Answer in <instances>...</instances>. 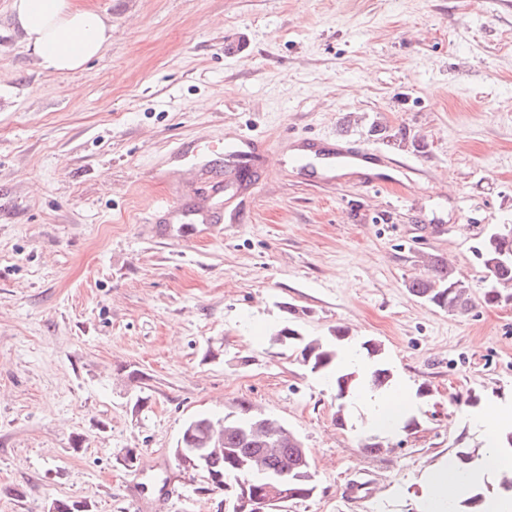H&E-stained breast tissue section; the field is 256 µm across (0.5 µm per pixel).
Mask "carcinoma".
<instances>
[{"mask_svg":"<svg viewBox=\"0 0 512 512\" xmlns=\"http://www.w3.org/2000/svg\"><path fill=\"white\" fill-rule=\"evenodd\" d=\"M512 249V237L502 239L497 244L486 238L478 249V256L488 274V286L483 293V301L494 305L501 298H512V263L506 266L492 265L493 251L502 246ZM427 274L408 282L409 293L437 307L450 312L463 313L468 310L470 298L467 291H449L458 278L453 268L444 259L433 254L419 256ZM274 341L288 345L298 351L300 362L313 373L335 375L336 398L343 399L354 393L355 374L336 373L338 357L337 344L344 340L341 335L326 340L304 339L298 332L283 327L274 334ZM367 357L374 360L373 369L367 376L368 385L374 389H384L392 384V373L381 361V347L373 340L362 344ZM224 421L220 443L223 451L210 459L202 470L207 486L198 488L200 492H226L234 495L238 483L261 487L267 483L288 488V495L296 500L306 499L316 490L314 472L308 449L297 445L299 437L294 432L274 435L273 427L254 428L256 415L251 413V405L242 402L233 417L218 418L201 416L185 424L178 444L173 450L180 457V449L191 448L202 437L200 425L206 422Z\"/></svg>","mask_w":512,"mask_h":512,"instance_id":"carcinoma-1","label":"carcinoma"}]
</instances>
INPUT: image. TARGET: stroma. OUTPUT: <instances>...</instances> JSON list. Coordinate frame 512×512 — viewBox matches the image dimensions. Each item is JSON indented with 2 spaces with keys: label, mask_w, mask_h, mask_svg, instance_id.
<instances>
[{
  "label": "stroma",
  "mask_w": 512,
  "mask_h": 512,
  "mask_svg": "<svg viewBox=\"0 0 512 512\" xmlns=\"http://www.w3.org/2000/svg\"><path fill=\"white\" fill-rule=\"evenodd\" d=\"M77 2L112 44L58 77L0 0V512H224L173 449L242 401L309 450L316 491L280 512H417L422 474L480 443L461 412L512 401V301L483 303L476 253L512 225V0ZM242 135L263 154L252 195L226 186L214 224L157 210L201 202L175 143L224 178L211 146ZM319 137L395 162H292ZM424 253L466 283L467 314L409 294ZM284 326L379 343L419 401L410 428L363 424L273 343Z\"/></svg>",
  "instance_id": "35a3bbf8"
}]
</instances>
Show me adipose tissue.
Masks as SVG:
<instances>
[{
    "label": "adipose tissue",
    "instance_id": "obj_1",
    "mask_svg": "<svg viewBox=\"0 0 512 512\" xmlns=\"http://www.w3.org/2000/svg\"><path fill=\"white\" fill-rule=\"evenodd\" d=\"M12 30L48 72L65 75L84 69L112 42V22L99 10L81 7L74 0H11ZM371 424L380 431H395L414 408L404 385L381 391H363ZM471 427L490 449L479 460L463 465L438 464L424 476L419 512H456L459 501L482 493L480 512H512V498L485 492L487 481L512 471V453L498 449L500 436L512 431V405H490L468 414Z\"/></svg>",
    "mask_w": 512,
    "mask_h": 512
}]
</instances>
